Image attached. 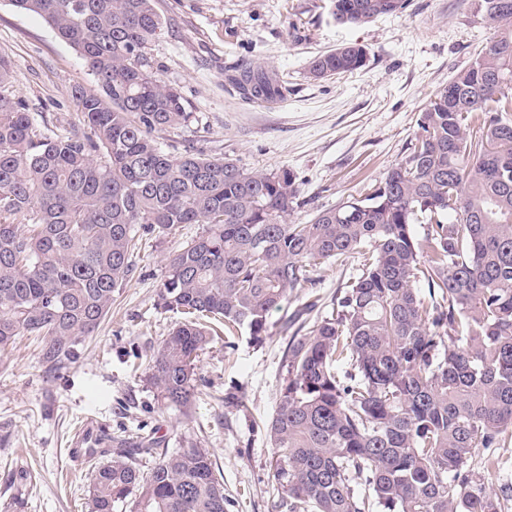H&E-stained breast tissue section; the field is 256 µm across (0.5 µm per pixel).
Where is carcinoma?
I'll use <instances>...</instances> for the list:
<instances>
[{
    "label": "carcinoma",
    "mask_w": 512,
    "mask_h": 512,
    "mask_svg": "<svg viewBox=\"0 0 512 512\" xmlns=\"http://www.w3.org/2000/svg\"><path fill=\"white\" fill-rule=\"evenodd\" d=\"M10 2L75 47L102 94L75 92L89 133H41L0 56V347L39 336L44 361L65 368L133 273L135 225L149 234L205 224L168 260L157 306L185 318L151 357L164 403L186 410L199 356L219 336L212 324L260 344L288 292L359 255L361 273L283 353L265 427L276 508L509 512L512 499L488 493L472 463L476 449L512 442V0H481L496 37L433 94L384 181L305 224L288 222L305 205L291 170L157 146L153 132L190 113L150 70L147 49L163 28L156 0ZM406 2L330 0V11L362 26ZM367 59L366 47L343 44L313 57L308 73H351ZM229 81L250 100L288 94L261 67L243 65ZM341 360L360 381L336 379ZM139 454L130 442L97 469L91 512H225L208 450L161 452L146 473ZM354 474L369 496L355 493Z\"/></svg>",
    "instance_id": "carcinoma-1"
}]
</instances>
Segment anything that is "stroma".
Returning a JSON list of instances; mask_svg holds the SVG:
<instances>
[{
  "mask_svg": "<svg viewBox=\"0 0 512 512\" xmlns=\"http://www.w3.org/2000/svg\"><path fill=\"white\" fill-rule=\"evenodd\" d=\"M328 4L158 0L164 30L148 49L154 72L180 90L192 114L183 126L155 132L158 147L174 157L227 156L255 171L292 170L305 202L291 217L295 224L364 197L383 181L407 155L431 95L496 35L479 0H409L402 11L360 27L338 24ZM345 43L368 48L361 70L309 77L311 57ZM0 55L12 60L13 91L38 129L85 134L75 91L96 94L100 87L77 49L40 16L0 0ZM244 64L277 73L288 84L286 97L244 98L228 80ZM202 231L181 224L143 237L132 277L67 368L48 369L34 337L0 349V512H90L88 489L107 458L74 442L99 431L155 439L171 453L191 444L208 449L222 475L227 512H277L272 449L262 427L285 375L290 334L282 324L311 291L321 297L312 316H323L359 263L324 267L314 283L289 292L263 344L235 334L206 349L185 414L162 402L148 378L149 357L182 319L156 305L167 260ZM229 396L243 401L246 413L226 404Z\"/></svg>",
  "mask_w": 512,
  "mask_h": 512,
  "instance_id": "stroma-1",
  "label": "stroma"
}]
</instances>
